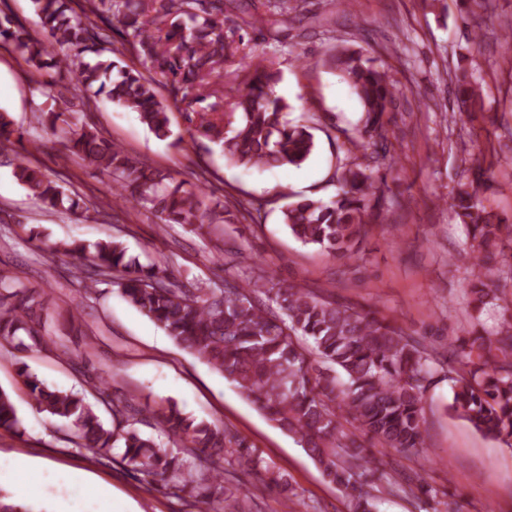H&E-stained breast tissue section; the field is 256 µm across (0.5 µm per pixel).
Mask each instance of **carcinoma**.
I'll use <instances>...</instances> for the list:
<instances>
[{"label":"carcinoma","instance_id":"cac0c4a2","mask_svg":"<svg viewBox=\"0 0 512 512\" xmlns=\"http://www.w3.org/2000/svg\"><path fill=\"white\" fill-rule=\"evenodd\" d=\"M70 0H32L44 35L39 38L13 16L0 11V41L11 44L37 70L53 69L72 76L96 96L138 114L158 138L171 135L170 108L158 98L155 81L123 58L88 60L100 55L99 25L120 27L126 52L144 70L169 79L168 93L184 106L193 141L205 139L224 155L249 168L304 164L315 143L309 126L292 124L290 105L277 93L274 62L239 52L224 32L223 0H82L80 12ZM251 25L272 27L273 15H288L291 0H275L274 10L245 4ZM163 18L161 28L148 13ZM239 56L240 80L217 93L224 62ZM335 62L358 96L363 127L341 133L351 145L334 178L338 199L303 197L282 211L288 232L304 245L350 259L367 237L368 218L382 214V187L367 171L385 163L390 111L397 89L387 73L357 51H343ZM459 114L481 98L474 86L457 88ZM43 129L58 140L65 156L87 160L112 178L113 186L135 207L154 211L165 224H190L199 234L224 222V212L200 213L180 183L145 166L120 145L98 132L63 119L51 107L38 116ZM23 145V135L10 115L0 112V156ZM14 175L29 193L50 209L89 211L86 201L64 198L58 183L30 161L15 165ZM451 208L471 237L472 271L467 288L472 304L482 308L503 299L490 278L492 267L512 272V224H502L483 205L479 186L464 184ZM50 255L66 258L73 267L81 297L97 293L96 285L118 287L124 299L156 323L181 348L231 379L242 395L279 429L298 438L325 481L348 501L349 512H375L384 474L377 456L412 453L423 447L424 397L442 372L451 388L445 405L450 415L476 431L512 448V300L505 321L494 335L474 330L457 337L443 350L413 338L371 312L332 301L312 290L273 277L253 275L224 280L222 287L182 288L173 282L164 260L142 266L127 258L126 247L114 238L87 251L77 239L48 246ZM51 298L29 288L18 276L0 274V352L42 348L69 357L42 334ZM18 376L39 410L69 423L75 448L89 459H108L122 442L121 463L148 486L177 496L198 490L205 512H243L247 494L224 486L225 456L264 475L267 484L285 493L292 488L245 438L223 426L198 422L173 406L153 412L158 427L188 445L173 451L133 429L139 411L114 403L93 378L86 383L112 415V427L86 401V394L51 389L17 363ZM20 425L16 405L0 388V430Z\"/></svg>","mask_w":512,"mask_h":512}]
</instances>
